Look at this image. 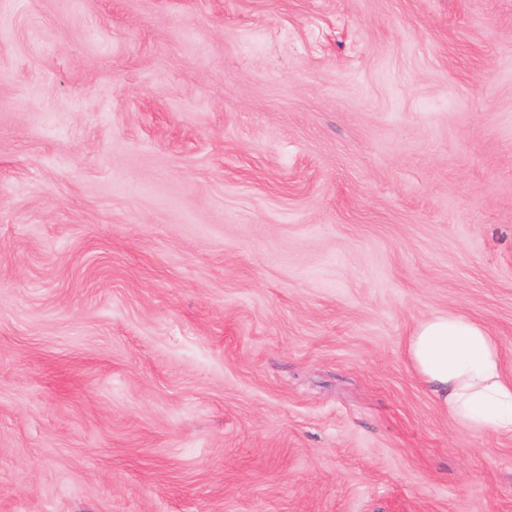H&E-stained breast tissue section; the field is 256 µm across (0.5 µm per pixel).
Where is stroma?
<instances>
[{
	"label": "stroma",
	"instance_id": "obj_1",
	"mask_svg": "<svg viewBox=\"0 0 512 512\" xmlns=\"http://www.w3.org/2000/svg\"><path fill=\"white\" fill-rule=\"evenodd\" d=\"M448 311L512 374V0H0V512H512ZM417 375L439 405L473 434H512V377L488 329L458 313L417 323L407 341Z\"/></svg>",
	"mask_w": 512,
	"mask_h": 512
}]
</instances>
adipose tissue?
Segmentation results:
<instances>
[{
    "mask_svg": "<svg viewBox=\"0 0 512 512\" xmlns=\"http://www.w3.org/2000/svg\"><path fill=\"white\" fill-rule=\"evenodd\" d=\"M407 353L458 424L477 435L512 434V376L486 327L462 314H435L417 323Z\"/></svg>",
    "mask_w": 512,
    "mask_h": 512,
    "instance_id": "adipose-tissue-1",
    "label": "adipose tissue"
}]
</instances>
